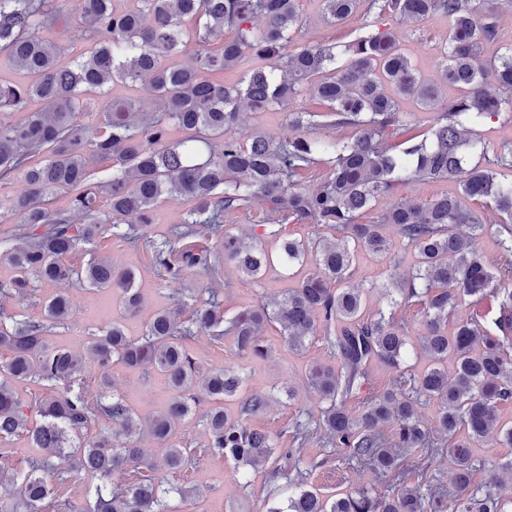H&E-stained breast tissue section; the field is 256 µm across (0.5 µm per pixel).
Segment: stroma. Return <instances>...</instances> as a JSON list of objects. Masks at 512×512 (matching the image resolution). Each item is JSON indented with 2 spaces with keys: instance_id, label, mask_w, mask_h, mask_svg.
I'll return each instance as SVG.
<instances>
[{
  "instance_id": "stroma-1",
  "label": "stroma",
  "mask_w": 512,
  "mask_h": 512,
  "mask_svg": "<svg viewBox=\"0 0 512 512\" xmlns=\"http://www.w3.org/2000/svg\"><path fill=\"white\" fill-rule=\"evenodd\" d=\"M304 38L312 43L347 44L360 33L367 20L365 8H358L350 17L338 25L325 22L320 0H303ZM405 54L415 62L422 74L430 80H438L441 70L440 46L449 34L448 19L433 15L417 23H407L399 28ZM265 132L280 138L295 136L296 131L288 123L286 111L275 108L266 112H244L233 133L245 140L252 135ZM235 234L245 242L274 249L275 239L266 219L263 203H253L249 208L229 214ZM392 248L381 258L358 251L352 266V282L366 290L364 315H373L391 276H407L415 266L414 248L397 236L394 229H387ZM104 257L120 269L133 270L136 286L143 300L136 316L125 317L111 290L92 289L72 280L54 283L32 278L31 291L27 298L0 299V312L15 316L19 320H42L44 303L59 293H66L71 303V316L61 325L51 329L47 335L50 345L62 346L84 359L85 383L83 391L89 401L100 397L99 380L101 369L89 352V346L102 328L112 321L124 320L129 336L143 335L146 322L161 309L172 307L173 301L186 289H196L200 298L217 292L224 303L225 315H234L241 308L265 303L281 296L286 290L296 287L299 280L313 271V264H306L294 272L271 271L264 276L251 279L239 273L232 263H224L223 273L218 279L200 268L189 272L184 278L172 281L161 280L155 271L150 251L129 244L112 230H104L86 250L74 253L70 265L85 266L89 257ZM264 339L268 354L262 359L242 355L233 337H225L218 343L206 337H198L190 345L193 358L200 369L211 371L232 366L247 377V393L272 395L268 410L250 420L253 428L276 435L278 448L293 445L295 423L315 422L320 413V401L307 385L305 374L316 364L333 366L337 358L329 349L323 334L310 337L303 351L290 350L280 333L278 324H269ZM110 377L127 403L141 418L147 419L162 411L170 393L162 376L155 372H144L113 363ZM294 390V397H287V390ZM480 463L475 473L478 485H491L500 466L512 459V448L500 447L497 436L482 439L473 449ZM345 451L327 444L321 431H314L304 443L299 459L277 458L275 464L284 477L279 480V495L287 497V477L292 476L295 466L308 472V487L329 497L340 492L369 489L375 486L376 477L367 469L352 472L349 481H341L339 473L344 463ZM59 469L68 473L65 484L59 486L56 495L58 506L55 512H83L87 502L86 491L92 478L85 472L71 469L67 459H57ZM185 486L194 493L187 501H180L177 494H170L168 503L173 512H265L272 504L268 497L269 486L265 473H252L238 466L233 460L204 456L183 474Z\"/></svg>"
}]
</instances>
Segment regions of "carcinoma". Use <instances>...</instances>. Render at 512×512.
I'll return each mask as SVG.
<instances>
[{
  "label": "carcinoma",
  "mask_w": 512,
  "mask_h": 512,
  "mask_svg": "<svg viewBox=\"0 0 512 512\" xmlns=\"http://www.w3.org/2000/svg\"><path fill=\"white\" fill-rule=\"evenodd\" d=\"M135 2L119 9L115 0H0V55H8L25 74L22 82L0 84V112H27L30 101L42 103L21 122L0 119V185L16 178L26 185L11 205L24 242L0 248V262L16 271L0 283V297L27 295L32 275L50 282L76 278L112 289L125 313L136 315L141 296L133 271L94 256L80 269L67 262L104 225L116 229L128 216L139 220L128 239L150 249L163 280L179 279L196 267L216 279L222 259L257 278L277 268L290 270L312 256L315 270L270 303L226 318L212 293L180 322L179 309L186 306L182 297L175 309L156 312L137 340L119 322L94 339L91 354L102 368L116 358L165 377L171 397L164 411L147 421V429L165 444L169 475L177 477L198 460L197 449L184 447L177 436L179 424L193 412L196 390L213 401L203 415L205 453L258 471L275 451L271 435L245 424L267 410L271 397H241L245 378L234 370L201 372L189 341L200 335L214 342L232 336L240 352L262 358L269 324H279L293 350L303 349L321 325L340 364H317L306 375L325 403L316 428L326 432L328 443L348 450L346 460L374 470L393 493L359 490L324 499L305 488L306 473L297 467L285 506L267 512H507L506 502L490 489L473 486L471 453L472 445L492 431L512 448V422H502L498 414L512 401V179L498 177V170L512 169V144L492 148L474 130L485 118L512 112V44L495 56L485 53V44L498 37L499 0H370L373 23L340 51L299 40L301 0ZM321 3L326 21L338 24L353 13L357 0ZM435 13L449 23L439 84L422 78L395 32L373 28L384 16L403 23ZM187 20L194 23L190 34ZM226 29L236 36L220 51L208 50L209 40ZM46 30L74 36L89 47L71 65L61 66L57 43L43 36ZM191 40L197 50L190 62L177 63ZM246 52L273 65L233 85L206 78L233 69ZM307 80L314 82L312 90L325 111L295 105ZM117 81L140 85L164 102V112L149 115L134 97L113 99L104 108L84 99L90 93L106 95ZM442 84L457 93L442 97ZM405 99L438 112L426 137H409L391 147L388 140L403 127ZM242 106L253 112L286 109L300 134L280 140L258 133L241 141L232 130ZM171 124L184 137L170 140ZM316 126L336 134L320 136L313 132ZM347 128L356 134H342ZM472 153L481 161L469 164ZM36 156L43 160L32 162ZM100 158L112 159V176L105 180L95 171ZM317 164L329 168L327 176L312 189L302 188ZM438 179L456 180L460 195L378 210L380 200L398 185ZM61 189L72 195L66 210L50 206ZM102 197L106 211L99 205ZM169 197L193 206L157 240L149 233L153 210ZM466 199L490 204L499 217L500 255L492 264L474 247L483 220L464 205ZM255 201L266 204L271 224L288 216L330 226L341 237L286 239L276 229L271 235L281 238L277 252L247 245L225 220ZM374 210L376 220L363 221ZM387 226L415 248L418 266L411 276L395 280L385 305L365 318L363 289L350 282L352 255L357 247L388 253ZM202 231L218 245L216 256L187 243ZM488 294L498 300V334L483 329L476 315L455 320L462 300L478 302ZM413 305L421 306L426 318L422 351L430 361L416 378L403 370L408 340L404 323L396 318L399 308ZM70 312L68 297L58 294L46 303L44 320L0 328V351L8 352L0 362V437L26 430L32 447L43 451L25 470L0 465V485L17 487L0 512H51L57 485L65 481L52 458L63 455L72 468L99 480L88 490L94 498L88 512H170L166 496L174 492L183 499L188 491L173 484L166 488L140 473L154 470L134 444L141 419L106 375L100 382L107 393L90 402L74 389L84 379L82 359L47 345L48 324L65 322ZM375 363L392 374L391 389L369 387ZM16 380L62 384L61 390L33 401L42 421L32 429L26 404L14 389ZM415 395L440 402L438 423L454 459L449 487L431 470V460L442 449L416 420ZM236 397L239 420L231 422L221 403ZM353 397L360 399L357 413L348 407ZM101 416L112 421V432L87 438ZM385 426L388 438L381 432ZM117 470L137 476L114 483Z\"/></svg>",
  "instance_id": "obj_1"
}]
</instances>
